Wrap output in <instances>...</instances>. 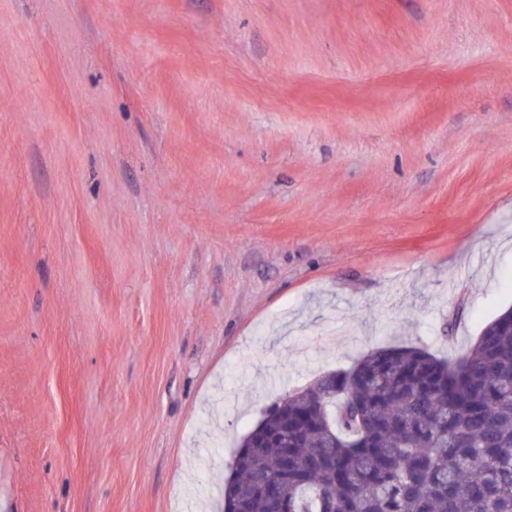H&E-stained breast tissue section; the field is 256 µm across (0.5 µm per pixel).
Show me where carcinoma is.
<instances>
[{
    "label": "carcinoma",
    "instance_id": "obj_1",
    "mask_svg": "<svg viewBox=\"0 0 512 512\" xmlns=\"http://www.w3.org/2000/svg\"><path fill=\"white\" fill-rule=\"evenodd\" d=\"M263 417L224 512H512V309L453 361L381 347Z\"/></svg>",
    "mask_w": 512,
    "mask_h": 512
}]
</instances>
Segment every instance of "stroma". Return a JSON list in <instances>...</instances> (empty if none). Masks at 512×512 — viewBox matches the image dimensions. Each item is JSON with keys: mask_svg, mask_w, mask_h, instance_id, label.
Segmentation results:
<instances>
[{"mask_svg": "<svg viewBox=\"0 0 512 512\" xmlns=\"http://www.w3.org/2000/svg\"><path fill=\"white\" fill-rule=\"evenodd\" d=\"M510 307L512 0H0V512H224L285 393Z\"/></svg>", "mask_w": 512, "mask_h": 512, "instance_id": "stroma-1", "label": "stroma"}]
</instances>
